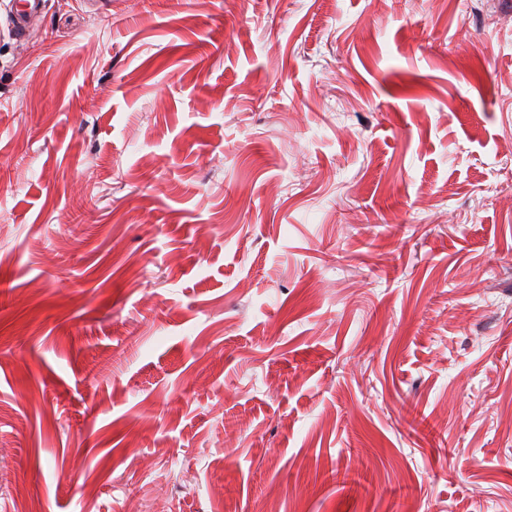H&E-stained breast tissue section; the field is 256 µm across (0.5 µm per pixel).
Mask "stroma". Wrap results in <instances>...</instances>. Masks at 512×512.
<instances>
[{
    "instance_id": "1",
    "label": "stroma",
    "mask_w": 512,
    "mask_h": 512,
    "mask_svg": "<svg viewBox=\"0 0 512 512\" xmlns=\"http://www.w3.org/2000/svg\"><path fill=\"white\" fill-rule=\"evenodd\" d=\"M7 11L0 512H512V0Z\"/></svg>"
}]
</instances>
